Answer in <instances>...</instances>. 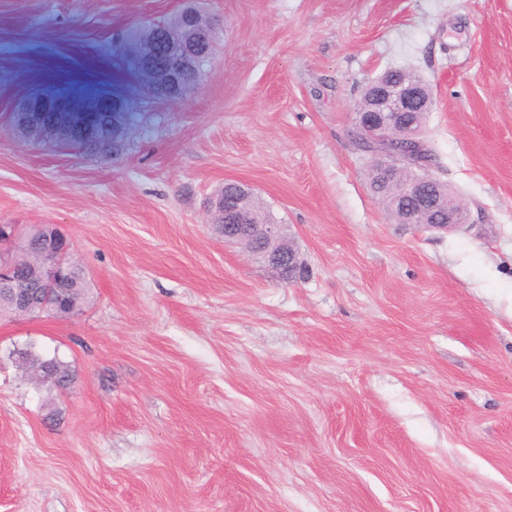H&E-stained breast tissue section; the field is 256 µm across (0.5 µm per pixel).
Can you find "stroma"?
<instances>
[{
    "instance_id": "obj_1",
    "label": "stroma",
    "mask_w": 512,
    "mask_h": 512,
    "mask_svg": "<svg viewBox=\"0 0 512 512\" xmlns=\"http://www.w3.org/2000/svg\"><path fill=\"white\" fill-rule=\"evenodd\" d=\"M183 0H0V224L89 272L70 318L0 319V512H512V0H207L223 50L146 101L127 29ZM428 85L465 230L395 223L350 138L383 71ZM50 107L126 147L24 143ZM250 188L305 264L225 246ZM31 343L73 372L39 386ZM44 109L38 108L35 106H28L19 104L14 113L16 116V122H17V129L19 135L26 141H28L29 137H32L37 140V142L44 141L45 139H48L51 135V132L49 131L50 126L46 125L45 123L38 121L34 119V116L36 112L42 111ZM22 120H26L28 122L25 127L21 128L19 125V122H22ZM35 122V124L29 125V123ZM17 360L20 357H23L27 361L31 363H43L46 361H50V368L52 374L55 375L56 381L42 382L51 385L54 388H65L69 385L70 382L73 381L72 372L69 369V366L63 361L54 358H44L37 354L32 348H27L25 350H20L16 352Z\"/></svg>"
}]
</instances>
